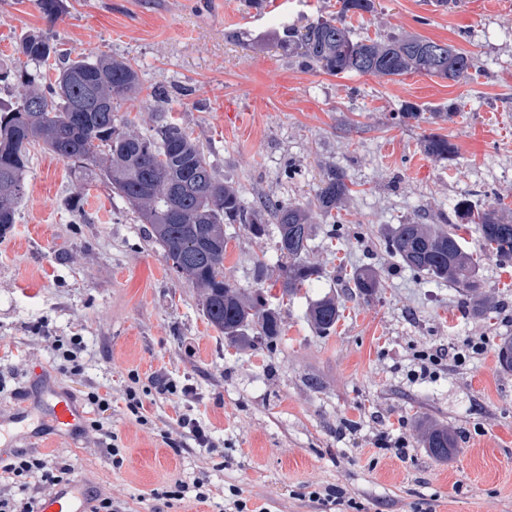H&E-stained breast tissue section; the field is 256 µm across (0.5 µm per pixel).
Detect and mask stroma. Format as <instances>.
<instances>
[{"instance_id": "stroma-1", "label": "stroma", "mask_w": 512, "mask_h": 512, "mask_svg": "<svg viewBox=\"0 0 512 512\" xmlns=\"http://www.w3.org/2000/svg\"><path fill=\"white\" fill-rule=\"evenodd\" d=\"M64 3L52 25L35 0H0V66L16 62L14 40L31 30L75 54L126 60L140 92L116 120L140 118L152 88L166 86L171 117L245 202L266 194L308 202L328 166L345 171L352 193L337 225L314 229L311 257L322 275L290 302L282 339L236 349L203 316L197 290L168 268L135 208L98 177L32 147L28 194L0 237V411L22 386L38 390L45 374L78 398L111 393L121 469L90 434L72 443L48 437L38 450L66 457L72 479L123 512H232L236 489L249 512H512V371L497 360L512 338V262L483 257L478 275L495 309L476 318L454 286L414 275L385 249L397 225L440 220L461 198L512 208V0H461L450 10L435 0H375L365 14L357 36L416 33L471 54L481 73L457 82L333 76L278 47L285 26L336 13L340 0ZM408 104L420 122L394 120ZM451 106L455 116L441 119ZM432 134L447 136L456 155L428 157L422 142ZM79 187L80 224L67 207ZM224 232L227 276L253 287L263 259V294L279 297L275 234L258 239L240 224ZM364 266L377 272L380 292L345 299L348 277ZM328 293L342 298L343 313L322 335L305 311ZM42 327L81 337L82 375L60 372ZM436 352L441 363L427 364ZM133 371L149 389L144 426L125 407ZM163 378L176 393L158 391ZM182 414L209 430L215 454L189 447L177 455L163 443ZM424 421L453 435L447 459L424 448ZM197 477L208 481L207 502L168 507L151 495ZM326 487L339 499H309Z\"/></svg>"}]
</instances>
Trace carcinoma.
Segmentation results:
<instances>
[{
    "instance_id": "carcinoma-1",
    "label": "carcinoma",
    "mask_w": 512,
    "mask_h": 512,
    "mask_svg": "<svg viewBox=\"0 0 512 512\" xmlns=\"http://www.w3.org/2000/svg\"><path fill=\"white\" fill-rule=\"evenodd\" d=\"M63 4L64 0H36L51 23L62 17ZM374 8V0H342L334 15L300 29L285 28L278 45L306 68L336 76L393 78L418 72L458 81L478 70L473 56L419 35L354 38L346 19ZM430 46L438 48L439 55H428ZM15 50L25 61L0 68V85L12 96L0 101V236L16 223L17 206L26 195L29 148L40 145L76 169L99 170L104 183L137 209L168 267L198 290L204 316L224 339L238 347L251 346L256 333L271 342L279 340L284 301L320 277V265L310 258L313 228L318 219L336 223L333 211L351 194L344 171L325 170L308 203L261 195L248 205L239 189L216 173L204 145L178 123L158 116L169 101L164 86L151 91L154 104L147 111L157 113L152 135L140 133L132 120L115 123L119 102L139 90V76L131 64L109 55L79 54L73 59L43 32L19 36ZM51 59L56 65L53 80L39 70ZM423 148L439 160L456 154V146L439 135L428 136ZM455 211L475 225L482 252L512 260V217L493 204L473 208L465 199L456 203ZM226 224H243L256 238L275 225L281 258L278 306L267 304L256 291L238 287L224 273ZM385 246L413 273L455 286L472 315L482 317L492 309L483 295L477 260L453 227L400 224ZM351 281L353 287L345 291L350 299H369L381 288L370 268L354 272ZM340 317L341 305L334 297L317 299L307 310L308 320L322 334L335 330ZM420 430L431 456L448 458L454 447L448 429L423 425Z\"/></svg>"
}]
</instances>
